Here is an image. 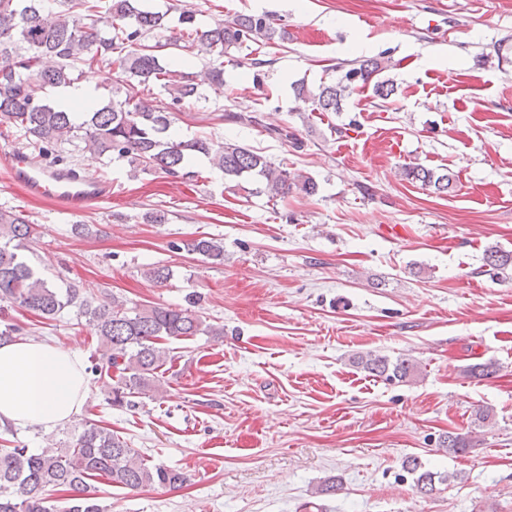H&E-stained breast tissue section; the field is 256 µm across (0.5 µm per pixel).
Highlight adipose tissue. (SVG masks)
I'll use <instances>...</instances> for the list:
<instances>
[{
	"instance_id": "adipose-tissue-1",
	"label": "adipose tissue",
	"mask_w": 512,
	"mask_h": 512,
	"mask_svg": "<svg viewBox=\"0 0 512 512\" xmlns=\"http://www.w3.org/2000/svg\"><path fill=\"white\" fill-rule=\"evenodd\" d=\"M85 395L76 352L28 339L0 345V430L73 423Z\"/></svg>"
}]
</instances>
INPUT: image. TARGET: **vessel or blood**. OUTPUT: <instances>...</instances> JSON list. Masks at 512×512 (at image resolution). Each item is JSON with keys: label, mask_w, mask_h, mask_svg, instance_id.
Here are the masks:
<instances>
[{"label": "vessel or blood", "mask_w": 512, "mask_h": 512, "mask_svg": "<svg viewBox=\"0 0 512 512\" xmlns=\"http://www.w3.org/2000/svg\"><path fill=\"white\" fill-rule=\"evenodd\" d=\"M9 173L12 181L29 196L56 199L73 212L112 196L111 181L90 175L79 176L53 165L36 166L19 151L9 156Z\"/></svg>", "instance_id": "obj_1"}]
</instances>
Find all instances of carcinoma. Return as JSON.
Returning <instances> with one entry per match:
<instances>
[{"label":"carcinoma","mask_w":512,"mask_h":512,"mask_svg":"<svg viewBox=\"0 0 512 512\" xmlns=\"http://www.w3.org/2000/svg\"><path fill=\"white\" fill-rule=\"evenodd\" d=\"M148 0H0V118L20 133L23 145L37 162L67 165L61 154L76 142L99 157L123 160L137 171L159 169L172 176L195 177L191 165L205 158L225 176L256 184V192L272 198L290 193L312 196L318 183L310 176L290 172L245 146L209 136L175 140L170 136L173 110L202 96L207 85L224 89V56L251 42L257 47L275 43L286 31L275 26L272 15H237L202 28L196 11H180L178 32L169 41L152 45L146 38L164 28L166 13L152 11ZM174 48L204 60L198 73L169 68L163 50ZM105 72L110 88L112 74L124 76L120 87L106 97L64 105L51 101L48 90L76 83L80 66ZM395 67L382 55L339 66L341 74L311 88L294 86L295 98L312 103V111L339 112L356 90L369 87L374 97L387 101L396 93L394 81L383 76ZM169 100H154L153 88ZM400 176L420 182L438 194L454 190L453 175L420 164L401 166ZM36 225L21 212L0 209V302L53 320L66 308L77 309L94 326L104 346L90 371L118 372L111 387L110 405H130V398L160 388L158 370L167 359L165 341L198 335L221 336L224 329L209 324L189 309L160 305L129 307L115 297L89 296L76 285L62 290L35 271L21 250L35 239ZM177 250L201 256L212 264L224 263V245L201 237L172 244ZM485 265L496 274L512 271V252L499 246L485 249ZM355 363L387 380L405 381L415 372V362L367 353ZM440 446L453 454L468 448L467 440L450 432ZM403 468L416 475V487L427 493L435 487L434 473L422 469L416 457ZM92 477L132 491L158 487L175 491L187 476L176 469L150 466L111 429L90 423L79 433L59 440L39 453L26 445L0 448V512H107ZM62 489L61 504L48 492Z\"/></svg>","instance_id":"carcinoma-1"}]
</instances>
